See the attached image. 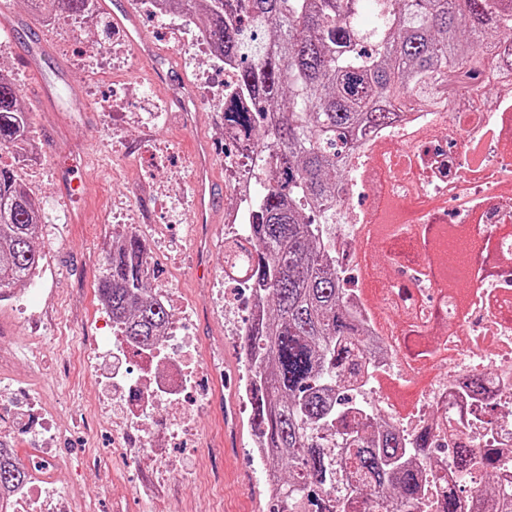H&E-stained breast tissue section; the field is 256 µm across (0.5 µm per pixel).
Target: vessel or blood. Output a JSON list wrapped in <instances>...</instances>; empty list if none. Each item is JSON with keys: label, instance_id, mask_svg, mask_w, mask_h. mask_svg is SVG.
Segmentation results:
<instances>
[{"label": "vessel or blood", "instance_id": "vessel-or-blood-1", "mask_svg": "<svg viewBox=\"0 0 512 512\" xmlns=\"http://www.w3.org/2000/svg\"><path fill=\"white\" fill-rule=\"evenodd\" d=\"M98 7L109 16L112 25L121 31L138 57L145 60L144 74L160 92L168 111L190 112L196 99L187 77L176 65L174 56L156 54L143 32L133 0H99ZM30 44L26 50L16 52L17 63L26 69L39 70L42 61L49 55L52 46L42 28L32 27L29 32ZM195 165L194 189L195 210L191 216L195 224L219 223L222 210L218 202V188L210 176V154L207 145H198L193 154Z\"/></svg>", "mask_w": 512, "mask_h": 512}]
</instances>
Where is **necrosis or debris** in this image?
I'll return each instance as SVG.
<instances>
[{
    "mask_svg": "<svg viewBox=\"0 0 512 512\" xmlns=\"http://www.w3.org/2000/svg\"><path fill=\"white\" fill-rule=\"evenodd\" d=\"M336 203L324 225L337 264L356 274L351 316L372 333L353 382L366 408L380 409L409 448L432 434L419 457L428 483L442 492L476 497L480 477L463 451L498 452L497 490L512 496V97L487 106L482 90L448 109L418 112L378 134L351 156ZM384 253L392 269L375 267ZM154 296L178 305L181 317L135 367L124 336L91 344L96 369L112 354L117 398L100 396L97 410L112 424L116 447L156 458L160 441L187 442L197 434L181 404L191 390L196 348L182 333L195 310L169 288ZM162 408L160 430L147 419ZM0 417L17 419L31 435H57L54 413L20 386L0 398ZM51 445L26 461L28 480L0 494L9 512H46L57 495Z\"/></svg>",
    "mask_w": 512,
    "mask_h": 512,
    "instance_id": "necrosis-or-debris-1",
    "label": "necrosis or debris"
}]
</instances>
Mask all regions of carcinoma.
I'll return each instance as SVG.
<instances>
[{"label":"carcinoma","mask_w":512,"mask_h":512,"mask_svg":"<svg viewBox=\"0 0 512 512\" xmlns=\"http://www.w3.org/2000/svg\"><path fill=\"white\" fill-rule=\"evenodd\" d=\"M187 18H204L211 51L236 69L224 98V127L240 146L255 144L270 166L251 203L250 247L224 245L250 273L264 304L261 325L239 336L249 366V427L270 452L281 489L274 512H361L360 491L381 512H404L426 495L414 454L386 419L355 406L339 384L354 347L370 336L346 310L348 289L321 225L336 218V196L349 156L379 130L416 109L448 105L483 72L470 63L485 46L497 75L512 78V38L486 42L492 29L512 32V0H372L378 23H359L364 0H161ZM30 138L28 112L12 79L0 74V149ZM44 213L14 170L0 167V292L27 284L42 267L36 228ZM145 242L130 230L112 243L98 285L112 322L138 347L169 318L147 293ZM336 430L352 449L358 485L336 493L332 459L320 432ZM496 483L492 448L470 454ZM28 471L0 448V487L26 482ZM437 512H463L453 491Z\"/></svg>","instance_id":"cac0c4a2"}]
</instances>
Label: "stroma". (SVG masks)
<instances>
[{
  "label": "stroma",
  "instance_id": "1",
  "mask_svg": "<svg viewBox=\"0 0 512 512\" xmlns=\"http://www.w3.org/2000/svg\"><path fill=\"white\" fill-rule=\"evenodd\" d=\"M135 2L152 44L176 51L193 84L208 115L202 132L216 176L227 182L224 91L201 77L210 66L209 54L192 45L178 49L180 33L158 25L145 0ZM11 10L18 20L46 28L53 39V54L36 76L14 57L15 48L27 45L26 34L0 45V65L7 67L29 113L32 145L15 155L0 151V162L12 166L46 211L38 229L44 254L39 297L25 307L12 297L0 301L5 333L0 348L16 356L11 367L0 370V395L25 383L59 416L62 495L48 512H270L258 465L246 453L250 406L239 388L248 365L239 353L238 330L224 320V299L238 295L224 282L229 227L198 229L190 222L193 132L168 118L158 124L147 119L151 106L134 78L145 64L106 15L94 9L75 18L58 5L41 10L25 0H11ZM73 87L101 106L97 122H85L69 107ZM46 125L55 128L62 146L53 158L43 149ZM62 167L88 186L66 209L57 203ZM73 209L82 211V222L70 221ZM120 225L145 239L150 284H172L196 306L188 334L201 367L197 383L208 393L204 411H197L193 400L183 403L196 418V439L171 444L154 460H137L136 449H128L126 456L137 461L129 473L112 444L110 423L99 420L95 409L101 386L83 363L86 345L112 333L98 282ZM184 459L193 461V476L182 473Z\"/></svg>",
  "mask_w": 512,
  "mask_h": 512
}]
</instances>
